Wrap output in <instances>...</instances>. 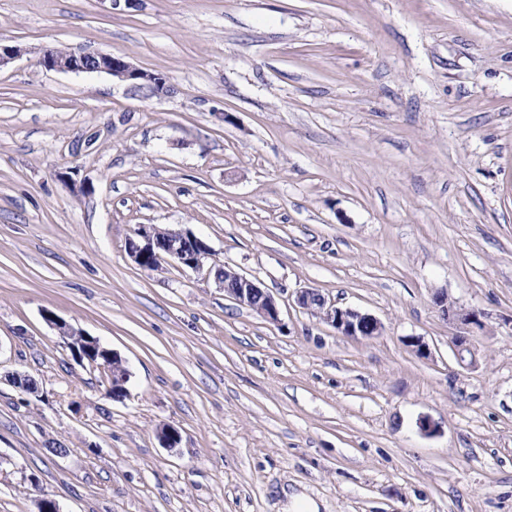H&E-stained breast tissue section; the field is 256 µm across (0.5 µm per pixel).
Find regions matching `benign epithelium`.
I'll return each mask as SVG.
<instances>
[{"mask_svg": "<svg viewBox=\"0 0 512 512\" xmlns=\"http://www.w3.org/2000/svg\"><path fill=\"white\" fill-rule=\"evenodd\" d=\"M39 64L49 71L104 73L127 84L133 91L144 92L159 99L168 98L175 93L174 86L165 76L137 68L124 57L110 53L86 49L62 52L49 48L44 50ZM126 249L131 259L144 270L155 266L160 268L173 261L184 268L197 271L203 269L210 256L209 246L194 234L162 229L155 224L139 225L134 231V237L128 239ZM215 283L227 297L249 307L264 319L273 323L279 320L278 299L269 290L261 287L256 278L226 265L224 274L215 275ZM295 300L301 308L317 315L343 336L370 339L383 333L384 325L377 317L353 308L338 307L317 289H303L296 294ZM435 302L443 318L454 329L451 344L458 359L463 362L465 355H474L471 328L482 327L480 315L474 310L460 308L448 301L445 292L437 294ZM46 320L60 335L71 339L69 346L78 361L86 360L104 373L108 390L112 391V399L119 400L127 395L129 372H117L109 364L111 359L125 364L117 352L107 353L91 336L52 313L46 315Z\"/></svg>", "mask_w": 512, "mask_h": 512, "instance_id": "7a95c632", "label": "benign epithelium"}]
</instances>
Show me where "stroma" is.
Here are the masks:
<instances>
[{"instance_id": "35a3bbf8", "label": "stroma", "mask_w": 512, "mask_h": 512, "mask_svg": "<svg viewBox=\"0 0 512 512\" xmlns=\"http://www.w3.org/2000/svg\"><path fill=\"white\" fill-rule=\"evenodd\" d=\"M0 42V512H512V0H0ZM54 47L176 92L45 70ZM141 224L202 238L278 322L137 266ZM443 289L483 314L474 363ZM49 312L125 359L124 399ZM39 64L49 71L80 73H104L128 85L130 90L144 92L159 99L171 97L175 88L167 78L133 66L124 57L86 49L59 51L44 50ZM295 300L301 308L317 315L341 335L370 339L383 333L384 325L377 317L353 308L338 307L317 289H303L296 294ZM435 302L439 306L442 316L448 320V324L454 329L451 337V344L461 362L465 361V355L471 357L470 363L474 360V352L472 349L471 328L482 327L480 315L474 310H467L456 306L452 301H448V295L445 292L438 293Z\"/></svg>"}]
</instances>
